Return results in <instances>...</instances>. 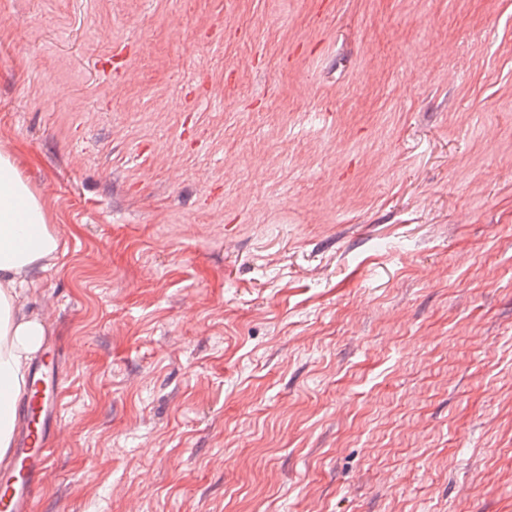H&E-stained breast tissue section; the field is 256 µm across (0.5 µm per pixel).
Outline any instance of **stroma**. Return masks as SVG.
Returning a JSON list of instances; mask_svg holds the SVG:
<instances>
[{
  "label": "stroma",
  "instance_id": "stroma-1",
  "mask_svg": "<svg viewBox=\"0 0 512 512\" xmlns=\"http://www.w3.org/2000/svg\"><path fill=\"white\" fill-rule=\"evenodd\" d=\"M0 149L38 512H512V0H0ZM49 222L47 211L23 180L17 159L0 152V449L8 448L9 457L0 468L3 512H36L37 491L50 466L60 417L62 385L48 388L45 381L47 369L59 368L54 351L34 365L26 389L16 399L31 355L44 336L42 323L22 314L18 288L30 270L59 249ZM15 410L25 425L18 428L10 446Z\"/></svg>",
  "mask_w": 512,
  "mask_h": 512
}]
</instances>
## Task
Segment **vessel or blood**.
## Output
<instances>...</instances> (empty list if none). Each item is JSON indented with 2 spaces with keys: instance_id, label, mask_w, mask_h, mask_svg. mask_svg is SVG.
<instances>
[{
  "instance_id": "vessel-or-blood-1",
  "label": "vessel or blood",
  "mask_w": 512,
  "mask_h": 512,
  "mask_svg": "<svg viewBox=\"0 0 512 512\" xmlns=\"http://www.w3.org/2000/svg\"><path fill=\"white\" fill-rule=\"evenodd\" d=\"M48 352L34 365L28 385L15 401L25 424L8 450L9 462L0 467V512H36L37 491L50 466L59 423V390L47 386V369L58 368Z\"/></svg>"
}]
</instances>
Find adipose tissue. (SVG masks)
<instances>
[{
	"mask_svg": "<svg viewBox=\"0 0 512 512\" xmlns=\"http://www.w3.org/2000/svg\"><path fill=\"white\" fill-rule=\"evenodd\" d=\"M50 219L23 180L17 159L0 152V447H9L14 401L25 384L28 362L40 347L42 323L22 313L24 277L59 249Z\"/></svg>",
	"mask_w": 512,
	"mask_h": 512,
	"instance_id": "1",
	"label": "adipose tissue"
}]
</instances>
